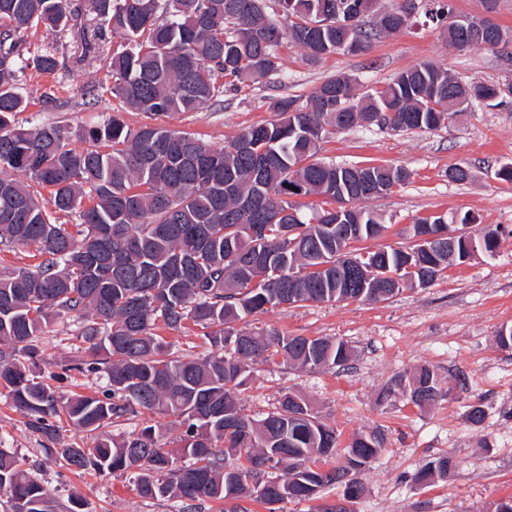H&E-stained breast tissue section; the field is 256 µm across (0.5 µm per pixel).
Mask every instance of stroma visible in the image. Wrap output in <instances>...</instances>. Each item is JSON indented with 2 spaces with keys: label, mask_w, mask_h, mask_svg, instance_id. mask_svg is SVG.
I'll use <instances>...</instances> for the list:
<instances>
[{
  "label": "stroma",
  "mask_w": 512,
  "mask_h": 512,
  "mask_svg": "<svg viewBox=\"0 0 512 512\" xmlns=\"http://www.w3.org/2000/svg\"><path fill=\"white\" fill-rule=\"evenodd\" d=\"M33 42L58 47L67 67L52 76L22 78L20 92L30 106L18 114L19 124L63 122L76 128L107 121L117 111L130 126L145 122V114L123 109L101 89L104 71L76 64L81 48L73 34L42 28ZM277 54L278 76L225 92L222 102L200 111L170 114L163 124L220 149L244 129L275 121L273 99L308 98L334 75H353L363 93L424 61L467 81L512 80V56L479 47L458 50L441 28L421 21L381 36L365 53L338 52L313 62L285 43ZM93 84L97 92L85 94ZM320 156L342 165L401 167L410 174L405 184L369 202L386 230L361 241L360 249L407 247L411 224L432 214L474 216L473 234L498 230L499 244L495 252H478L452 267L430 287H406L385 301L308 303L257 316L254 327L336 338L354 355L345 369H301L280 360L255 365L239 395L245 413L270 412L291 391L336 427L342 441L357 433L385 436L381 456L359 476L358 498H346L343 485L335 484L315 500L281 504L280 512H495L501 498L512 496V348L496 341L498 330L512 328V181L501 174L512 166V106L477 105L434 131L394 133L369 126L331 134ZM454 166L469 168L470 179L449 181ZM76 328L73 319L54 321L39 342L42 376L66 397L93 395L109 385L105 375L76 371L86 356ZM420 365L433 368L452 390L423 409L395 386ZM475 405L483 411L478 423L470 418ZM48 445L0 389V448L39 463L38 477L59 503L78 495L89 512H177L174 502L141 498L132 475L60 470L45 452ZM441 456L454 462L447 480L415 481L425 463Z\"/></svg>",
  "instance_id": "1"
}]
</instances>
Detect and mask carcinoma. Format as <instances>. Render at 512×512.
<instances>
[{"instance_id":"1","label":"carcinoma","mask_w":512,"mask_h":512,"mask_svg":"<svg viewBox=\"0 0 512 512\" xmlns=\"http://www.w3.org/2000/svg\"><path fill=\"white\" fill-rule=\"evenodd\" d=\"M419 2L437 25L452 13L450 0ZM348 8L361 16L356 29L336 26ZM87 9L97 23L82 31L84 56L101 64L113 97L149 117L197 112L226 89L266 81L279 71L276 50L285 39L316 61L355 39L366 50L385 33L377 0H87ZM80 14L73 0H0V244H35L42 256L33 269L0 273V305L7 306L0 310V388L47 439L65 422L92 440L56 449L61 468L133 470L141 497L175 499L180 512H197L206 500H231L230 512H249L251 501L268 512L284 501H311L337 473L369 468L383 437L355 435L343 448L344 465L322 470L316 462L337 453L339 435L305 398L287 392L276 410L255 418L242 412L238 393L254 365L280 355L303 369H329L346 365L352 351L342 340L236 323L303 303L376 301L383 289L370 264L397 268L408 253L380 248L358 273L344 270L348 231L369 240L385 229L359 203L390 193L409 173L369 166L362 169L368 186H356V168L323 161L321 143L371 126L381 113V130H436L475 104L507 105L509 95L499 83L463 81L423 62L374 92H358L356 79L341 74L304 105L276 98L277 121L244 129L222 149L160 123L131 127L117 115L76 129L11 124L30 105L18 92L20 78L65 68L57 50L33 46L29 33L42 26L69 32ZM482 23L465 16L445 25L448 42L512 45V29L496 26L493 40L475 33ZM109 34L118 39L111 48ZM296 195L315 197L318 206L306 214ZM74 214L75 234L68 231ZM258 224L268 234H253ZM282 224L302 226L297 246L281 236ZM467 253L459 241L440 257L447 267L462 265ZM71 317L88 344V358L74 369L107 374L110 388L100 396L65 398L34 372L44 328ZM190 323L206 329L214 353L177 355L159 334ZM408 386L424 393L420 409L447 395L426 365L411 371ZM145 412L178 419V447L163 443L160 421L118 439L104 432ZM177 454L192 465L175 466ZM451 466L436 458L416 479L432 482ZM33 471L0 449L4 512H58Z\"/></svg>"}]
</instances>
